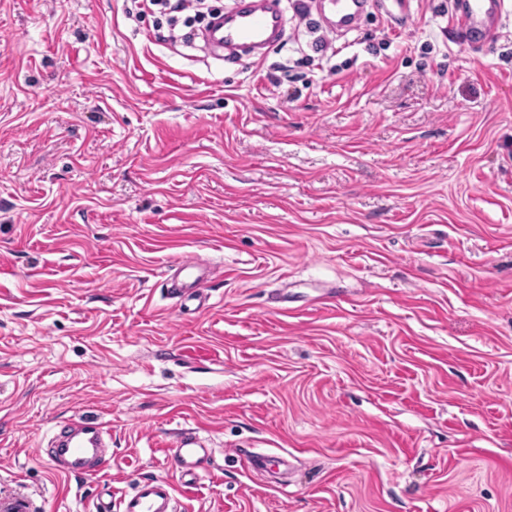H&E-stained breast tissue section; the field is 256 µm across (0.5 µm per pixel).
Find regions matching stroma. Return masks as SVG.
I'll use <instances>...</instances> for the list:
<instances>
[{
  "label": "stroma",
  "mask_w": 512,
  "mask_h": 512,
  "mask_svg": "<svg viewBox=\"0 0 512 512\" xmlns=\"http://www.w3.org/2000/svg\"><path fill=\"white\" fill-rule=\"evenodd\" d=\"M452 7L220 62L194 0H0V493L95 512L190 429L183 512H512V0L478 47ZM106 434L107 430L100 423L72 422L56 434L49 456L65 474L84 477L111 457ZM208 455L209 448H205L194 432L182 433L175 448H167L166 453L168 467L186 486L197 481L202 459Z\"/></svg>",
  "instance_id": "35a3bbf8"
}]
</instances>
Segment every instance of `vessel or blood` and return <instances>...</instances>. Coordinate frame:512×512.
<instances>
[{"mask_svg": "<svg viewBox=\"0 0 512 512\" xmlns=\"http://www.w3.org/2000/svg\"><path fill=\"white\" fill-rule=\"evenodd\" d=\"M367 0H314L317 13L328 15L329 29L351 28ZM504 0H456L452 12L455 29L473 44L495 34ZM286 16L282 0H236L234 7L217 14L205 27L202 39L215 59L237 61L251 52L282 41ZM102 424L73 422L54 438L50 456L59 470L77 478L96 471L111 456ZM209 454L199 436L182 433L166 453L172 477L140 481L132 493L121 496L118 507L97 504L95 512H177L176 483L193 484Z\"/></svg>", "mask_w": 512, "mask_h": 512, "instance_id": "vessel-or-blood-1", "label": "vessel or blood"}]
</instances>
